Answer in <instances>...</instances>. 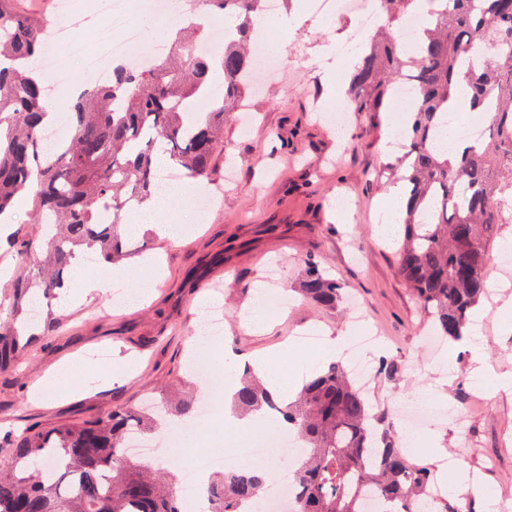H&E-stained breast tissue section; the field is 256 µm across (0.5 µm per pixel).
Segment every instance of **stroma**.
<instances>
[{
	"instance_id": "obj_1",
	"label": "stroma",
	"mask_w": 512,
	"mask_h": 512,
	"mask_svg": "<svg viewBox=\"0 0 512 512\" xmlns=\"http://www.w3.org/2000/svg\"><path fill=\"white\" fill-rule=\"evenodd\" d=\"M354 26L350 16L325 22L307 14L283 27L274 72L259 77L243 111L224 126V147L216 157V176L225 182L221 202L195 224L191 204L208 187L200 179L171 201L165 215L169 223L192 225L190 234L168 239L136 229L131 245L140 254L128 264L130 282L142 280L143 256L161 263L159 278L147 283L148 300L117 306L108 296L84 298L81 280L53 300L47 336L24 349L13 368L0 371V434L80 425L188 379V354L205 299H215L223 313L224 337L213 356L215 377L197 383L204 396L223 389L228 355L240 365L268 356L271 371L299 388L300 364L314 353L298 345L297 337L318 330L326 340L350 341L357 309L386 340L367 351V360L375 365L384 359L396 368L375 375L373 414L390 417L391 431L401 434L395 404L436 386L444 369L453 368L447 402L467 410L466 426L433 418L424 427L455 456L458 469L497 495L512 492V389L499 385L502 375L512 374V332L502 328L501 303L491 298L479 308L490 333L482 344L486 391L478 397L469 387L471 348L446 343L439 354L425 350L418 305L398 273L397 246L376 232L395 185L388 165L397 152L382 148L393 137L394 112L351 113L343 149L330 124L348 85L329 80L338 64L324 48L347 41ZM310 256L340 285L345 300L336 308H317L298 294ZM273 261L290 300L283 313L269 318L268 329L255 332L245 326L257 303L254 286ZM103 346L128 361L125 375L88 365ZM415 364L421 375L412 373ZM72 368L94 373L90 388L61 386L60 376ZM487 457L497 466L480 472Z\"/></svg>"
}]
</instances>
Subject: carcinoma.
<instances>
[{"label": "carcinoma", "instance_id": "1", "mask_svg": "<svg viewBox=\"0 0 512 512\" xmlns=\"http://www.w3.org/2000/svg\"><path fill=\"white\" fill-rule=\"evenodd\" d=\"M264 0H199L168 36L166 52L150 66L112 65V82L92 84L70 112L71 135L45 155L40 136L47 87L31 78L47 47V20L23 14L17 0H0V216L15 197L32 194L36 224L50 226L16 242V270L8 317H0V369L20 349L12 327L23 302L35 294L50 302L66 287V269L81 246L114 266L130 258L116 229L119 212L159 193L162 152L185 175L207 178L221 147L224 115L246 93L250 40ZM381 0L385 20L361 50L348 88L356 112H385L401 73L416 97L405 131L404 155L390 166L408 205L401 217L398 272L441 341H462L484 300L487 268L501 249L502 225L512 224L502 197L512 192V0ZM224 22V50L196 47L210 35L208 20ZM422 20L411 52L394 37L404 19ZM224 79V90L213 78ZM470 110L485 119L486 137L471 141L456 163L436 151L448 101L459 87ZM44 254L38 268L31 255ZM305 297L321 308L341 300V288L313 258L301 281ZM234 403L244 414L273 410L295 431L304 451L295 469L298 512H419L435 484L432 470L401 452L378 431L367 395L350 381L343 362L312 376L285 404L262 379L247 372ZM159 409L182 421L195 415L191 398L163 395ZM149 418L122 408L81 426L7 432L14 466L0 474V512H182L170 464L144 474L124 457L127 426ZM266 481L261 469L233 470L210 479L208 512H240Z\"/></svg>", "mask_w": 512, "mask_h": 512}]
</instances>
